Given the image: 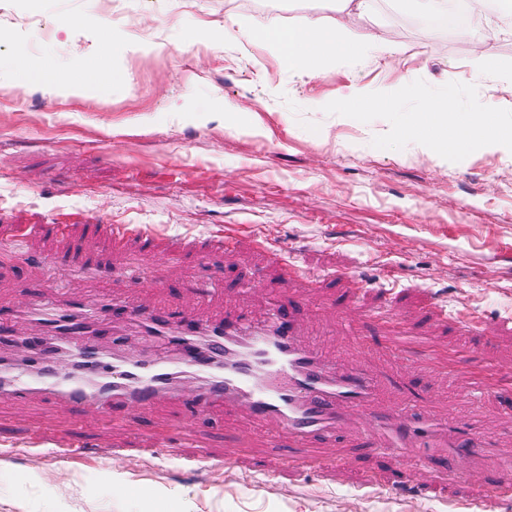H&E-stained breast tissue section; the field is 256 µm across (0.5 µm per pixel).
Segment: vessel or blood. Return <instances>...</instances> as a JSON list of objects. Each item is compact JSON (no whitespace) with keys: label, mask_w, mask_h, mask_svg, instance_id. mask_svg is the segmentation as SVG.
Masks as SVG:
<instances>
[{"label":"vessel or blood","mask_w":512,"mask_h":512,"mask_svg":"<svg viewBox=\"0 0 512 512\" xmlns=\"http://www.w3.org/2000/svg\"><path fill=\"white\" fill-rule=\"evenodd\" d=\"M34 314L45 338L30 348L28 371L0 374V402L38 396L79 413L117 404L147 407L186 396L197 411L247 407L263 422L268 444L292 448L310 442L328 448L337 432L367 423L376 450L404 454L420 467L433 465L432 449H447L443 469L448 473L454 470V457L469 445L457 424L418 422L409 401L390 414L367 417L377 391L368 370L331 364L303 346L288 302L276 304L265 327L234 317L197 322L175 318L155 305L110 303L91 321L76 299L48 301ZM116 316L163 338L169 352L131 358L106 353L98 339L111 335ZM57 336L72 337L69 349L80 356L62 374L53 368Z\"/></svg>","instance_id":"1"}]
</instances>
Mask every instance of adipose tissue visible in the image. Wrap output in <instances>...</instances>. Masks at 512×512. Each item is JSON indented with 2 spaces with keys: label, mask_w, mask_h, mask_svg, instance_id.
<instances>
[{
  "label": "adipose tissue",
  "mask_w": 512,
  "mask_h": 512,
  "mask_svg": "<svg viewBox=\"0 0 512 512\" xmlns=\"http://www.w3.org/2000/svg\"><path fill=\"white\" fill-rule=\"evenodd\" d=\"M373 0H337L336 20L329 25L303 23L288 29L276 20H268L256 27L241 26L238 37L278 45L292 69L306 74L321 71L329 63L342 57H364L382 54L386 45L371 31H354L356 15L370 12ZM14 73L30 85H49L65 91L82 90L71 70L61 65L49 66L31 62L25 54H17L12 61ZM402 140L414 143L423 150L447 157L449 141H457L460 148L476 143L512 147V124L489 118L487 113L473 112L461 116L446 90L426 89L419 97L417 112L411 113L400 129Z\"/></svg>",
  "instance_id": "1"
}]
</instances>
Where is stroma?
<instances>
[{
    "label": "stroma",
    "mask_w": 512,
    "mask_h": 512,
    "mask_svg": "<svg viewBox=\"0 0 512 512\" xmlns=\"http://www.w3.org/2000/svg\"><path fill=\"white\" fill-rule=\"evenodd\" d=\"M30 10L49 42L25 23ZM263 15L285 28L327 23L336 0H112L107 14L99 0H0L1 59L21 52L80 73L98 60L129 75L66 94L0 72V314L24 338L38 330L28 305L41 291L108 293L196 319L261 321L273 300H295L301 343L317 339L322 354L384 380L373 410L410 396L426 419L476 417L494 453L456 458L448 478L373 451L358 430L332 448L268 446L243 407L91 409L74 428L66 407L31 397L0 406V512H474L480 496L489 512H512V151L478 144L442 158L394 137L415 96L377 114L353 112L350 98L440 86L460 111L512 122V0H497L483 33L496 75L474 69L471 43L429 27L415 0H374L356 19L386 54L315 75L224 33L226 20ZM228 105L236 114L224 116ZM110 224L152 233L151 262L139 239L115 243ZM227 232L235 249H175ZM269 247L320 274L319 287L270 264ZM48 255L54 264H41ZM204 278L224 289L201 302ZM381 306L413 327L408 359L388 354L370 318ZM183 422L187 447L175 436ZM51 442L95 451L59 463Z\"/></svg>",
    "instance_id": "1"
}]
</instances>
